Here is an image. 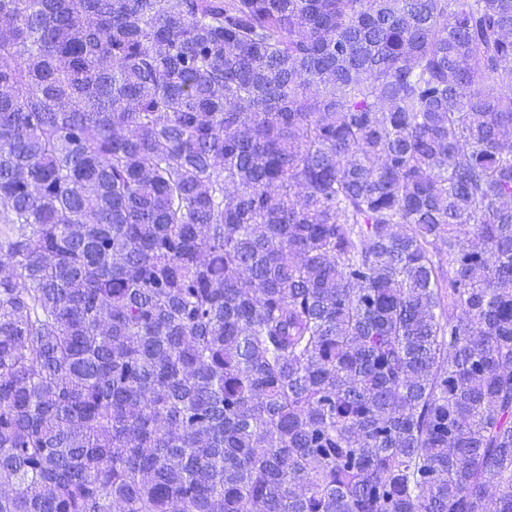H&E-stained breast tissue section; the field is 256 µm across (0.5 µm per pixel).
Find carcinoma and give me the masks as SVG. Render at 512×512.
<instances>
[{
  "label": "carcinoma",
  "instance_id": "carcinoma-1",
  "mask_svg": "<svg viewBox=\"0 0 512 512\" xmlns=\"http://www.w3.org/2000/svg\"><path fill=\"white\" fill-rule=\"evenodd\" d=\"M512 0H0V512H512Z\"/></svg>",
  "mask_w": 512,
  "mask_h": 512
}]
</instances>
